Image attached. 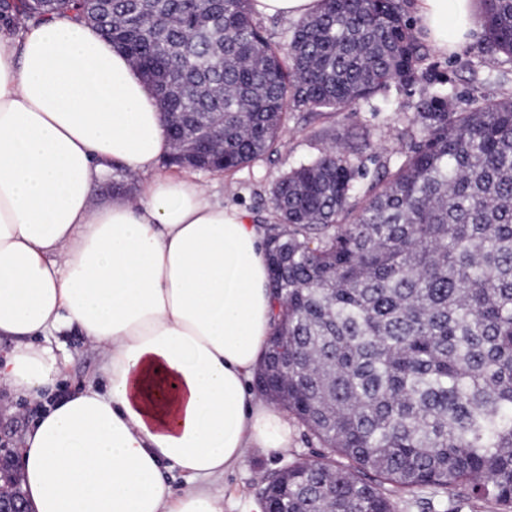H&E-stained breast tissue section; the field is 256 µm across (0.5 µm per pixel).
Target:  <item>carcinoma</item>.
<instances>
[{
    "label": "carcinoma",
    "instance_id": "carcinoma-1",
    "mask_svg": "<svg viewBox=\"0 0 512 512\" xmlns=\"http://www.w3.org/2000/svg\"><path fill=\"white\" fill-rule=\"evenodd\" d=\"M249 2L0 0V19L95 27L151 86L170 139L221 141L171 157L195 171L276 152L292 109L355 112L390 83L426 84L403 158L366 188L332 148L271 190L276 323L256 380L324 452L261 493L278 512H395L389 487L431 488L452 499L422 512H512V95L449 108L402 0H322L285 49ZM479 3L482 51L511 64L512 0ZM129 191L112 165V192Z\"/></svg>",
    "mask_w": 512,
    "mask_h": 512
}]
</instances>
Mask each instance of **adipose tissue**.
Listing matches in <instances>:
<instances>
[{
  "instance_id": "adipose-tissue-1",
  "label": "adipose tissue",
  "mask_w": 512,
  "mask_h": 512,
  "mask_svg": "<svg viewBox=\"0 0 512 512\" xmlns=\"http://www.w3.org/2000/svg\"><path fill=\"white\" fill-rule=\"evenodd\" d=\"M412 6L441 54L478 29L475 0ZM170 151L150 87L97 30L0 24V384L53 391L47 338L73 327L106 380L25 432L31 512H224L225 473L249 449L288 446L287 415L252 386L274 325L267 229L159 172ZM116 162L140 193L97 203Z\"/></svg>"
}]
</instances>
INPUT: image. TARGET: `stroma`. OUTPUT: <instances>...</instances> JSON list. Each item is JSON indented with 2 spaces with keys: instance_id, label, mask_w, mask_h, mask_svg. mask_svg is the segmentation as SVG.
<instances>
[{
  "instance_id": "1",
  "label": "stroma",
  "mask_w": 512,
  "mask_h": 512,
  "mask_svg": "<svg viewBox=\"0 0 512 512\" xmlns=\"http://www.w3.org/2000/svg\"><path fill=\"white\" fill-rule=\"evenodd\" d=\"M481 41V33H474L470 42L452 54L444 56L429 51L428 62L436 76L453 85L459 96L472 94L479 100L492 102L512 92V85L473 82L472 61L483 60L489 70L503 66L502 56H480ZM424 91L421 84L406 90L384 89L356 112L289 111L276 153L260 157L227 175L198 172L194 178L217 199L248 212L254 223H273L270 205L273 184L290 168L330 147H338L371 177L382 167L394 166L409 144L407 118ZM63 341L67 365L57 391L67 394L81 390L92 378L100 365V354L78 332H69ZM36 417L35 406L15 399L6 385H0V448L21 449L23 433ZM320 451L318 442L299 424L294 427L288 450L250 449L245 463L224 476V512H245L248 502L260 501L264 479L295 460L316 458Z\"/></svg>"
}]
</instances>
